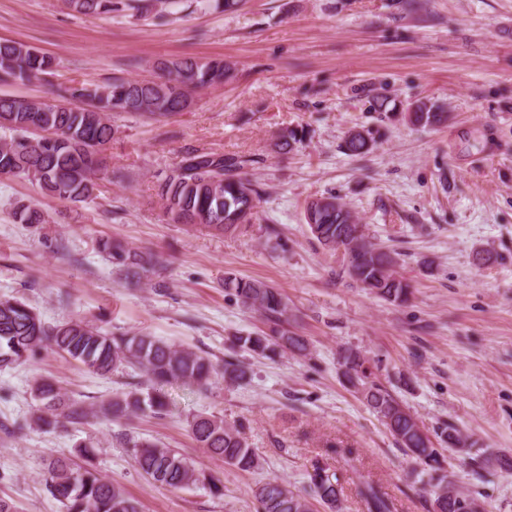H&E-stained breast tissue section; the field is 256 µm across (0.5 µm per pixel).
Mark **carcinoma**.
I'll return each instance as SVG.
<instances>
[{"label": "carcinoma", "instance_id": "obj_1", "mask_svg": "<svg viewBox=\"0 0 512 512\" xmlns=\"http://www.w3.org/2000/svg\"><path fill=\"white\" fill-rule=\"evenodd\" d=\"M82 15H110L127 7L124 0H65ZM55 59L13 42H0V82L30 81L50 72ZM164 77L140 80L114 77L95 87L60 84L54 99L42 101L27 97L0 96V129L10 133L0 138V176H22L50 198L83 203L98 187V176L108 173L104 154L112 141L115 114H131L155 119L187 110L198 90L221 85L233 76L232 67L222 60L198 61L179 58L162 63ZM412 123L441 125L448 112L430 101H415L404 109ZM304 131L287 129L279 133L275 148L284 154L302 143ZM374 140L363 130H352L344 140L351 156L370 152ZM250 160L226 156L211 150L187 151L173 167L156 176V195L170 221L194 224L219 233L230 232L250 223L260 194L245 176ZM325 204L311 201L305 221L311 234L324 247L336 243L347 246L348 271L372 292L386 300L404 302L408 285L394 276V254L358 233V222L347 206L333 194ZM13 217L18 224H45L47 213L35 204H19ZM97 249L124 279L138 285L159 272L160 261L150 251H141L112 239L97 241ZM224 291L234 295L249 309L256 310L269 325L265 335H234L230 346L260 356L280 350L303 353V337L288 334V301L275 288L258 280L233 273L224 275ZM52 347L85 370L106 375L130 369L145 376L141 386L117 392L102 402L99 413L114 420L142 415L162 417L172 411L169 389L178 383L199 390L209 388L220 376L228 384L248 380L246 366L239 361L220 365L208 354L175 347L147 332L114 335L84 320H65L55 325L42 321L39 314L19 299L0 301V370L10 369L34 358L41 349ZM366 360L347 349L342 354L343 377L361 389L367 404L377 414L398 445L418 459H435L436 448L422 435L416 418L390 391L370 379ZM35 410L31 420L16 424L22 431L36 425L45 431L81 425L89 413L69 402L50 377L34 381ZM199 447L241 471L260 467L261 457L244 437L243 424H227L215 415H196L189 423ZM137 468L153 484L173 489L206 486L221 496L220 479L195 467L174 448L133 437L126 439ZM50 496L62 512H140L118 484L104 479L91 465H78L67 456L52 459L48 465ZM307 483L316 501L331 512H340L339 478L320 463L312 465ZM254 497L261 512H313L308 499L278 480L256 486ZM364 499L368 512H392L393 505L374 487H367ZM473 500L447 475L434 484V512H465L461 504Z\"/></svg>", "mask_w": 512, "mask_h": 512}]
</instances>
